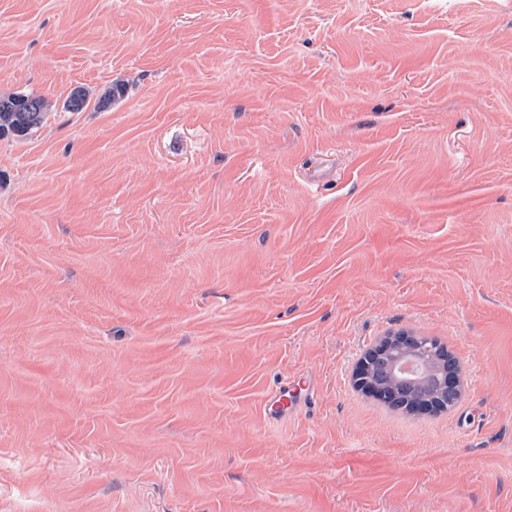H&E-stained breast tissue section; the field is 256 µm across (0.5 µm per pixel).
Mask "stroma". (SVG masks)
<instances>
[{
	"mask_svg": "<svg viewBox=\"0 0 512 512\" xmlns=\"http://www.w3.org/2000/svg\"><path fill=\"white\" fill-rule=\"evenodd\" d=\"M12 93L0 512H512V0H0ZM44 99L27 95L0 97V136H25L36 128L45 114ZM397 336H406V340L414 341L416 339L419 340H430L436 344V348L426 357V363L429 369V374L431 377L441 376L445 369L447 368L446 361L444 359V351L447 350L442 343H440L437 339H429L422 336H414L410 333H397ZM448 355V350H447ZM373 350L375 349L369 350L359 358L353 372L355 384L365 393L378 400H384L383 393L371 386L367 379L368 368L365 358H369V378L388 394L389 399L385 403L392 408L411 413L410 406L414 403L431 399H442L439 395L440 386L425 382L404 383L392 372L393 359L409 351L410 346L392 347L377 356L372 355ZM307 381L304 377H293L287 380L284 384L269 395L266 399L265 409L268 415L275 418L277 415L288 406V395H291L295 390H306Z\"/></svg>",
	"mask_w": 512,
	"mask_h": 512,
	"instance_id": "35a3bbf8",
	"label": "stroma"
}]
</instances>
